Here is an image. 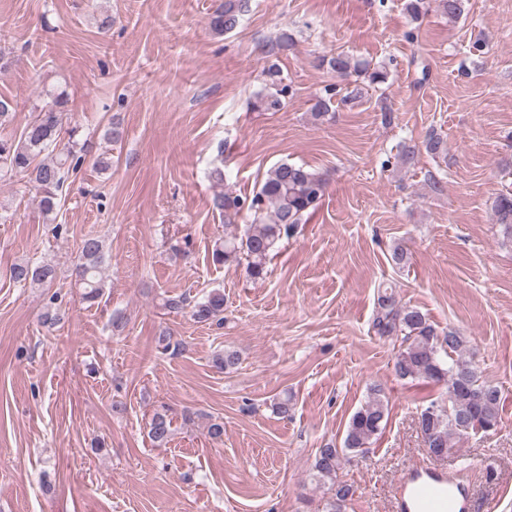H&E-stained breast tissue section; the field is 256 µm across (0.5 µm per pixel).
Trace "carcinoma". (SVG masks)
Wrapping results in <instances>:
<instances>
[{
    "instance_id": "cac0c4a2",
    "label": "carcinoma",
    "mask_w": 512,
    "mask_h": 512,
    "mask_svg": "<svg viewBox=\"0 0 512 512\" xmlns=\"http://www.w3.org/2000/svg\"><path fill=\"white\" fill-rule=\"evenodd\" d=\"M245 8L244 0H220L210 17L212 31L218 35L233 31ZM438 8L449 18L457 19L465 12V0H438ZM326 63L338 76L347 79L355 75L370 85L382 84L388 76L387 71L343 53ZM325 93L312 106L316 120L330 114L335 89L327 88ZM46 97L19 134L0 136V173L28 177L38 194L41 213L48 219L57 211L66 182L84 162L85 144L76 140L77 129L65 127L64 119L69 112L67 93L48 91ZM281 105L278 95L258 93L252 108L258 112H277ZM326 188V180L319 172L303 165L280 163L268 171L259 190L249 199L224 193L214 195L213 209L224 216L225 223L233 224L246 210L253 215V224L244 235L232 234L217 243L212 251L213 262H233L242 253L248 258L249 278H264L266 263L277 244L293 236L304 216L316 209ZM492 212L495 223L512 239V193L497 196ZM104 262L103 241L85 237L76 256L75 272L86 302L92 303L102 295ZM53 277L54 269L45 264L16 263L9 269V279L23 285L45 286ZM165 306L175 311L189 306L192 317L199 322L215 321L220 325L224 321V293L218 290L210 291L194 303L183 295L171 297L166 299ZM372 329L381 337L400 339L394 361V372L399 378L447 382L448 403L441 406L432 402L418 415L423 441L436 449V453L453 451L456 438L471 432L487 433L497 427L501 390L480 380L473 354L458 332H440L420 309L401 304L395 293L386 288L378 290ZM239 360L237 351L226 349L213 356L212 366L220 372H229ZM387 416L383 390L374 385L368 400L352 415L343 447L328 442L318 449L313 471L318 479L332 484L331 512H343L356 492L354 485L338 479L348 453L364 452ZM149 436L159 446L169 442L171 420L166 413L154 414Z\"/></svg>"
}]
</instances>
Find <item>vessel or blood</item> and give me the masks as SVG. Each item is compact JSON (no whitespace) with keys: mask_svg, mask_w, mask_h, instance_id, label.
<instances>
[{"mask_svg":"<svg viewBox=\"0 0 512 512\" xmlns=\"http://www.w3.org/2000/svg\"><path fill=\"white\" fill-rule=\"evenodd\" d=\"M468 486L447 471L415 467L408 469L398 486L395 512H470Z\"/></svg>","mask_w":512,"mask_h":512,"instance_id":"b4317fda","label":"vessel or blood"}]
</instances>
